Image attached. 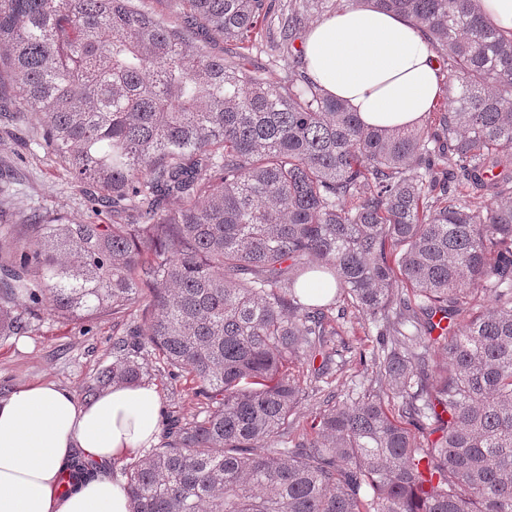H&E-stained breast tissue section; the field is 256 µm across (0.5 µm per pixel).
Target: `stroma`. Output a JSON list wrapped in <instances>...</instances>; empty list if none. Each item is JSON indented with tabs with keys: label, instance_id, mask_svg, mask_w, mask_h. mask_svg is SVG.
<instances>
[{
	"label": "stroma",
	"instance_id": "35a3bbf8",
	"mask_svg": "<svg viewBox=\"0 0 512 512\" xmlns=\"http://www.w3.org/2000/svg\"><path fill=\"white\" fill-rule=\"evenodd\" d=\"M42 116L30 113L19 124L0 120V172L10 175L12 194L0 209L23 215L47 208L80 224L90 216L81 189L48 161L37 144ZM111 319L76 325L40 311L24 332L0 337V398L36 381H51L83 399L94 374L112 363ZM161 397L163 415L188 417L199 412L192 380L173 381L163 373L150 379Z\"/></svg>",
	"mask_w": 512,
	"mask_h": 512
}]
</instances>
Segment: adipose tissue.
<instances>
[{"instance_id": "obj_1", "label": "adipose tissue", "mask_w": 512, "mask_h": 512, "mask_svg": "<svg viewBox=\"0 0 512 512\" xmlns=\"http://www.w3.org/2000/svg\"><path fill=\"white\" fill-rule=\"evenodd\" d=\"M303 51L309 77L368 126L419 125L441 93L421 31L368 0L313 24ZM160 415L149 384L112 386L83 404L49 381L13 390L0 398V512H131L110 467L151 446ZM79 455L97 469L67 484Z\"/></svg>"}]
</instances>
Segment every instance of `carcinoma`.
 <instances>
[{"label":"carcinoma","instance_id":"carcinoma-1","mask_svg":"<svg viewBox=\"0 0 512 512\" xmlns=\"http://www.w3.org/2000/svg\"><path fill=\"white\" fill-rule=\"evenodd\" d=\"M371 2L458 81L417 127L296 70L309 12L358 0H288L281 85L247 53L271 0H0V99L43 114L92 212L0 224V336L110 316L86 395L153 362L205 405L125 468L132 512H512V39L479 0ZM346 353L371 376L344 390ZM307 372L327 393L300 430ZM338 325L342 337L354 345L363 342L367 338L369 327L361 319L350 316L344 321L341 320Z\"/></svg>","mask_w":512,"mask_h":512}]
</instances>
